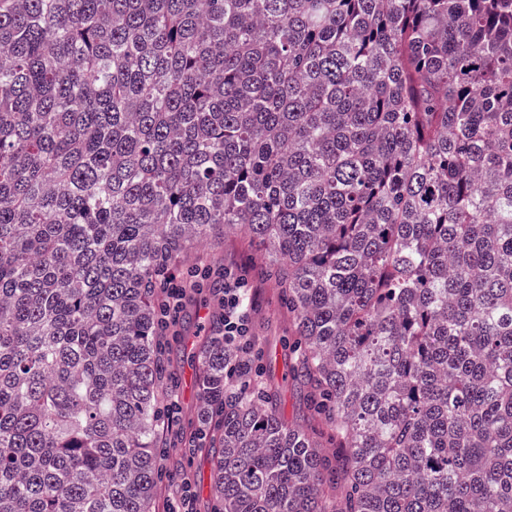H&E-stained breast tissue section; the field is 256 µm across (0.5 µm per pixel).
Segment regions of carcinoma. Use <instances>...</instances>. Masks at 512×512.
Here are the masks:
<instances>
[{
    "mask_svg": "<svg viewBox=\"0 0 512 512\" xmlns=\"http://www.w3.org/2000/svg\"><path fill=\"white\" fill-rule=\"evenodd\" d=\"M234 230L302 423L205 337L224 512H512V0H0V512H153L159 273Z\"/></svg>",
    "mask_w": 512,
    "mask_h": 512,
    "instance_id": "cac0c4a2",
    "label": "carcinoma"
}]
</instances>
